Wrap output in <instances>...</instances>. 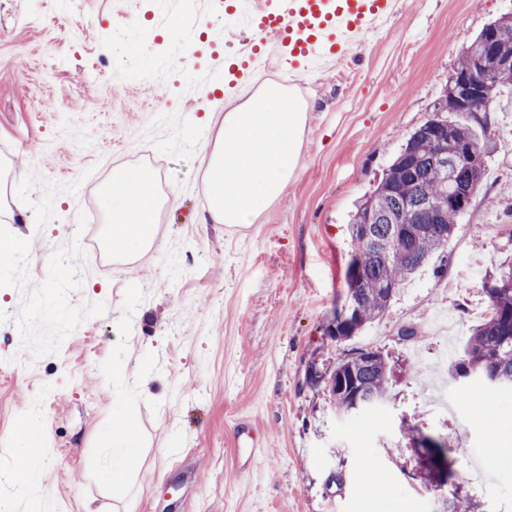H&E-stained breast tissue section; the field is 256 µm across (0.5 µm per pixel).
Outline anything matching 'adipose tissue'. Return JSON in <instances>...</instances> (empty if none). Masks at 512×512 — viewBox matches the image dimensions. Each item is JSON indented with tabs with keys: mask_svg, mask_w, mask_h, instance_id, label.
<instances>
[{
	"mask_svg": "<svg viewBox=\"0 0 512 512\" xmlns=\"http://www.w3.org/2000/svg\"><path fill=\"white\" fill-rule=\"evenodd\" d=\"M210 122L217 130L205 168L210 221L228 226L254 223L296 175L306 115L293 111L287 96L270 83L264 93L232 110L211 113ZM170 202L158 193L148 169L116 170L111 189L101 198L113 253H148L155 241L154 218ZM109 442L112 462L106 479L122 486L129 478L125 461L139 452L141 440L122 423Z\"/></svg>",
	"mask_w": 512,
	"mask_h": 512,
	"instance_id": "obj_1",
	"label": "adipose tissue"
}]
</instances>
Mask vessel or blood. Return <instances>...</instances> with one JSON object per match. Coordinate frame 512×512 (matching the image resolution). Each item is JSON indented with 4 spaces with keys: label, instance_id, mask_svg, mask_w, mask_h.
I'll return each instance as SVG.
<instances>
[{
    "label": "vessel or blood",
    "instance_id": "b4317fda",
    "mask_svg": "<svg viewBox=\"0 0 512 512\" xmlns=\"http://www.w3.org/2000/svg\"><path fill=\"white\" fill-rule=\"evenodd\" d=\"M395 0H260L248 25L299 69L347 55L394 11Z\"/></svg>",
    "mask_w": 512,
    "mask_h": 512
}]
</instances>
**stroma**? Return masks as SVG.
<instances>
[{"label": "stroma", "mask_w": 512, "mask_h": 512, "mask_svg": "<svg viewBox=\"0 0 512 512\" xmlns=\"http://www.w3.org/2000/svg\"><path fill=\"white\" fill-rule=\"evenodd\" d=\"M224 2L0 0V237L27 239L0 258V500L12 512H437L409 475V422L465 449L458 472L483 512H512V466L495 456L512 445V393L449 374L488 313L485 276L512 255V87L479 116L486 175L443 252L358 336L326 333L346 300L351 211L512 0H397L347 57L294 75L309 109L299 171L244 227L209 223L203 179L213 77L253 44L245 25L226 27ZM119 165L151 168L177 196L152 250L123 264L82 222ZM361 346L402 371L388 401L344 418L306 370ZM120 417L144 443L123 487L104 478ZM32 443L44 453L23 491L13 477Z\"/></svg>", "instance_id": "35a3bbf8"}]
</instances>
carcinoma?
Returning a JSON list of instances; mask_svg holds the SVG:
<instances>
[{"label": "carcinoma", "mask_w": 512, "mask_h": 512, "mask_svg": "<svg viewBox=\"0 0 512 512\" xmlns=\"http://www.w3.org/2000/svg\"><path fill=\"white\" fill-rule=\"evenodd\" d=\"M506 85H512V71L494 76L483 86L486 101L494 103ZM467 145L477 147L478 159L461 171L457 185L450 189L441 175L431 172L433 154L438 150L450 158ZM488 150V142L479 138L477 128L462 111H435L410 135L376 187L351 215L353 250L345 280L347 300H355L357 311L353 320L329 330L332 339L349 341L378 319L400 287L445 247L465 208L446 207L434 221L427 205L450 190L476 191L485 175ZM407 208L415 224V232L408 238L397 229ZM369 213L376 215V222L372 225L373 240L365 242L359 235V224ZM482 288L489 300L488 315L471 330L452 375L498 378L500 387L507 390L512 388V261L489 273ZM392 373L393 366L382 352L357 348L352 357L339 360L329 372L311 363L307 378L329 392L339 414L350 415L385 400ZM438 444L445 449L452 478L439 512H478L479 503L465 489L456 469L462 449L448 446L445 440Z\"/></svg>", "instance_id": "carcinoma-1"}]
</instances>
